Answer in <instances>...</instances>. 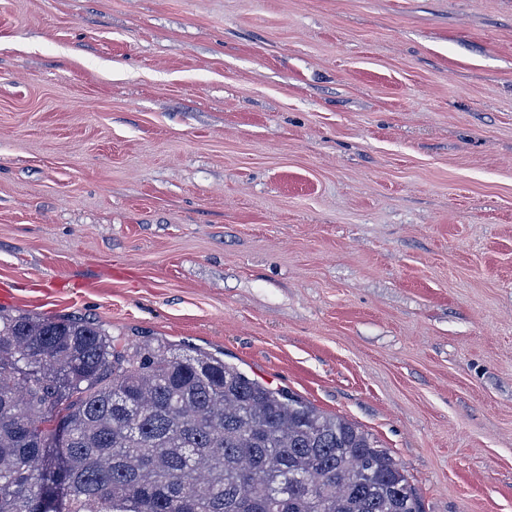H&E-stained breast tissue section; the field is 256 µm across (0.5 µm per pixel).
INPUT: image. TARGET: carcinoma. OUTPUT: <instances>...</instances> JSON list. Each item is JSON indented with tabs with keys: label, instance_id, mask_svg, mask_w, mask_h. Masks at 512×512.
Returning a JSON list of instances; mask_svg holds the SVG:
<instances>
[{
	"label": "carcinoma",
	"instance_id": "1",
	"mask_svg": "<svg viewBox=\"0 0 512 512\" xmlns=\"http://www.w3.org/2000/svg\"><path fill=\"white\" fill-rule=\"evenodd\" d=\"M0 512L423 510L372 434L295 393L88 319L0 312Z\"/></svg>",
	"mask_w": 512,
	"mask_h": 512
}]
</instances>
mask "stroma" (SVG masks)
Wrapping results in <instances>:
<instances>
[{"label":"stroma","instance_id":"stroma-1","mask_svg":"<svg viewBox=\"0 0 512 512\" xmlns=\"http://www.w3.org/2000/svg\"><path fill=\"white\" fill-rule=\"evenodd\" d=\"M0 286L512 512V0H0Z\"/></svg>","mask_w":512,"mask_h":512}]
</instances>
